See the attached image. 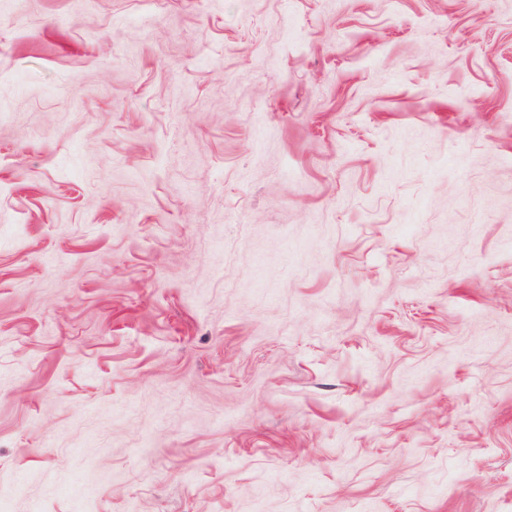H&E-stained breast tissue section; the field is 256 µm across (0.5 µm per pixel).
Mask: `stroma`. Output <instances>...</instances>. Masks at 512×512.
<instances>
[{
	"label": "stroma",
	"instance_id": "35a3bbf8",
	"mask_svg": "<svg viewBox=\"0 0 512 512\" xmlns=\"http://www.w3.org/2000/svg\"><path fill=\"white\" fill-rule=\"evenodd\" d=\"M0 512H512V0H0Z\"/></svg>",
	"mask_w": 512,
	"mask_h": 512
}]
</instances>
